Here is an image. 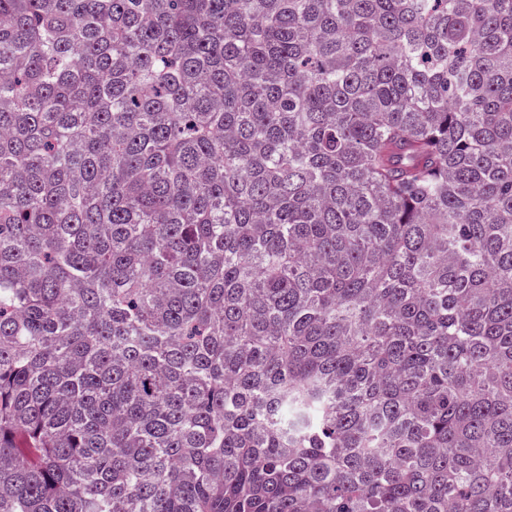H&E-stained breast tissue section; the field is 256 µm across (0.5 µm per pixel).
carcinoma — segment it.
I'll return each mask as SVG.
<instances>
[{
    "instance_id": "obj_1",
    "label": "carcinoma",
    "mask_w": 512,
    "mask_h": 512,
    "mask_svg": "<svg viewBox=\"0 0 512 512\" xmlns=\"http://www.w3.org/2000/svg\"><path fill=\"white\" fill-rule=\"evenodd\" d=\"M0 512H512V0H0Z\"/></svg>"
}]
</instances>
